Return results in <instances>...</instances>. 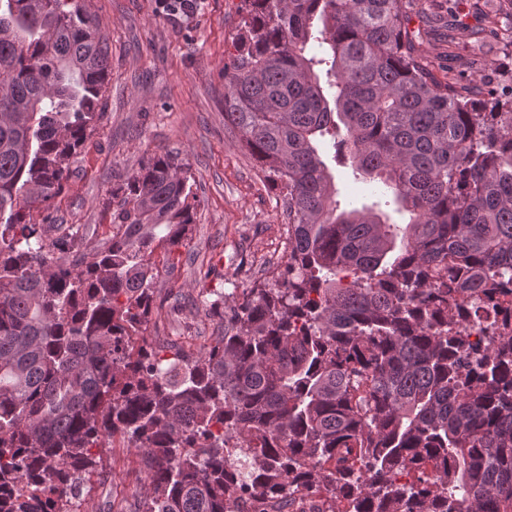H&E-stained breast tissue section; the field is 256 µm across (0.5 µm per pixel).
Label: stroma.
Here are the masks:
<instances>
[{"mask_svg": "<svg viewBox=\"0 0 512 512\" xmlns=\"http://www.w3.org/2000/svg\"><path fill=\"white\" fill-rule=\"evenodd\" d=\"M498 4L458 0L460 19L481 36L453 45L438 21L413 16V26L428 31L421 50L438 78L465 60L472 90L501 82L502 72L512 68V46L504 38L512 14L499 11L500 32L481 29L483 15ZM239 7L240 0H195L192 10L173 17L161 13L158 0H93L86 7L109 53L105 117L73 157L52 217L82 225L87 246H95L112 231L105 208L112 188L159 149L188 158L199 200L184 245L169 253L157 249L150 258L160 277L151 320L138 339L149 348L188 336L191 352H198L222 322L210 303L271 277L287 259L280 193L242 149L237 131L224 125V63L239 30ZM330 170L338 199L358 208L376 201L378 180L355 179L340 161ZM100 453L105 467L82 496L81 512H111L117 499L135 512L145 483L138 452L107 444Z\"/></svg>", "mask_w": 512, "mask_h": 512, "instance_id": "1", "label": "stroma"}]
</instances>
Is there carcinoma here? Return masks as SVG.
<instances>
[{
  "mask_svg": "<svg viewBox=\"0 0 512 512\" xmlns=\"http://www.w3.org/2000/svg\"><path fill=\"white\" fill-rule=\"evenodd\" d=\"M224 125L283 197L288 257L197 354L134 349L158 247L183 244L190 165L112 189V235L52 239L71 159L103 120L108 49L79 0H0V512H71L116 433L139 512H512V94L441 81L403 0H242ZM410 214L340 208L316 142ZM352 281L344 283V274ZM474 310V315H479ZM435 473L427 472L428 466ZM464 326L471 336V341L477 345H484L489 337L495 336L498 332V324L493 314H491V319L487 321L475 319L473 322L471 318H467Z\"/></svg>",
  "mask_w": 512,
  "mask_h": 512,
  "instance_id": "obj_1",
  "label": "carcinoma"
}]
</instances>
